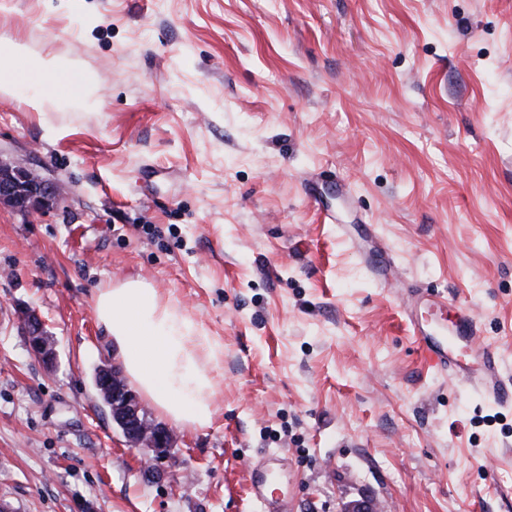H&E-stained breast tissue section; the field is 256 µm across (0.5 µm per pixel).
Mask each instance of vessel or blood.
<instances>
[{"label": "vessel or blood", "instance_id": "b4317fda", "mask_svg": "<svg viewBox=\"0 0 512 512\" xmlns=\"http://www.w3.org/2000/svg\"><path fill=\"white\" fill-rule=\"evenodd\" d=\"M403 314L418 342L428 367L446 374L486 400L512 403V389L506 385L508 372L493 348L481 342L473 311L459 310L447 334H434L414 312L413 300H405ZM271 460L254 463L248 474V492L261 512H288L285 497L270 488Z\"/></svg>", "mask_w": 512, "mask_h": 512}]
</instances>
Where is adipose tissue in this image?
<instances>
[{"mask_svg":"<svg viewBox=\"0 0 512 512\" xmlns=\"http://www.w3.org/2000/svg\"><path fill=\"white\" fill-rule=\"evenodd\" d=\"M24 52L17 38L10 52L0 53V90L19 95L36 112L80 97L86 80L73 67L49 55L28 66ZM93 313L116 345L126 376L157 412L178 426L211 424V370L223 353L216 338L138 277L98 289Z\"/></svg>","mask_w":512,"mask_h":512,"instance_id":"ef3b65f1","label":"adipose tissue"}]
</instances>
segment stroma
<instances>
[{"label": "stroma", "mask_w": 512, "mask_h": 512, "mask_svg": "<svg viewBox=\"0 0 512 512\" xmlns=\"http://www.w3.org/2000/svg\"><path fill=\"white\" fill-rule=\"evenodd\" d=\"M18 33L104 104L0 95V154L67 192L0 206V504L259 512L274 453L288 512H512V405L428 370L401 306L472 309L512 363V0H5L0 51ZM138 276L224 346L211 425L166 457L92 382L118 362L96 291ZM25 322L28 328V335L30 337V347L33 353L47 364H52L55 360L53 349H50L48 341L43 340L46 336L43 332V324L33 312H27L25 315ZM272 459L259 460L254 463L248 474V492L252 500L263 512H288L286 496L273 495L270 490Z\"/></svg>", "instance_id": "stroma-1"}]
</instances>
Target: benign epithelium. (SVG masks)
<instances>
[{
    "instance_id": "7a95c632",
    "label": "benign epithelium",
    "mask_w": 512,
    "mask_h": 512,
    "mask_svg": "<svg viewBox=\"0 0 512 512\" xmlns=\"http://www.w3.org/2000/svg\"><path fill=\"white\" fill-rule=\"evenodd\" d=\"M66 198L63 184L50 177L40 166L8 161L0 156V204L25 214L30 211L58 205ZM33 353L51 364L54 352L44 342L43 324L32 312L25 315ZM143 406L129 389L121 372L112 374V420L122 428L126 443L131 448H153L156 455L173 451V437L165 426L147 424L140 419Z\"/></svg>"
}]
</instances>
